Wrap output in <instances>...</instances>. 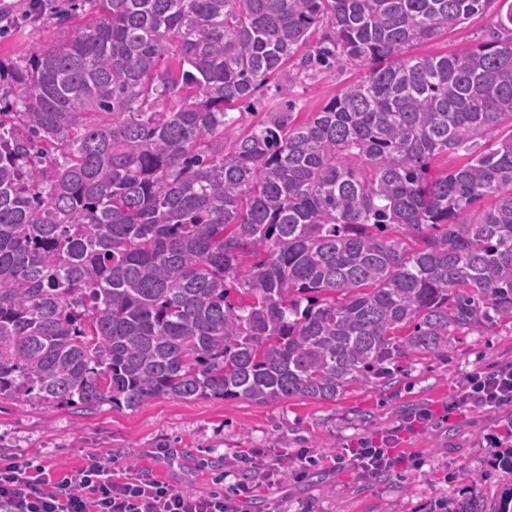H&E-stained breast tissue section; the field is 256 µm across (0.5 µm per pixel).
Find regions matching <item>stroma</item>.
I'll return each instance as SVG.
<instances>
[{
  "label": "stroma",
  "instance_id": "stroma-1",
  "mask_svg": "<svg viewBox=\"0 0 512 512\" xmlns=\"http://www.w3.org/2000/svg\"><path fill=\"white\" fill-rule=\"evenodd\" d=\"M5 2L19 22L0 31V58L25 57L36 44L57 38L49 13L28 22V0ZM496 20L495 8L485 9L413 52L465 51L489 40ZM369 69L344 61L306 71L289 62L257 92L252 109L238 114L232 131L243 133L262 121L277 87L287 88L291 111L303 115L319 111ZM509 361L512 323H501L455 337L448 353L403 363L387 383L351 387L333 402L159 397L133 411L108 404L83 411L4 395L0 458L32 461L61 480L95 455L113 461L120 477L132 472L195 496L224 493L239 512H453L456 501L471 494L486 508L512 484V472L499 464L512 444V405L452 411L448 403L467 375ZM422 407L432 419L402 435L395 453L404 463L387 479H363L349 461L339 460L338 449L381 439ZM303 451L314 457L315 474L285 476L288 459ZM254 457L263 469L250 467ZM242 482L252 492L239 499L235 489Z\"/></svg>",
  "mask_w": 512,
  "mask_h": 512
}]
</instances>
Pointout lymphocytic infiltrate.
Returning <instances> with one entry per match:
<instances>
[{
  "label": "lymphocytic infiltrate",
  "instance_id": "obj_1",
  "mask_svg": "<svg viewBox=\"0 0 512 512\" xmlns=\"http://www.w3.org/2000/svg\"><path fill=\"white\" fill-rule=\"evenodd\" d=\"M511 403L512 362L490 373L470 375L455 400L459 407L494 408ZM398 442V434L393 433L377 445L360 442L349 455L362 473H373L396 464ZM30 469L25 461L0 463V512H238L217 494L197 497L134 475L115 478L110 463L95 456L61 482L47 474L34 478Z\"/></svg>",
  "mask_w": 512,
  "mask_h": 512
}]
</instances>
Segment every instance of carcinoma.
Here are the masks:
<instances>
[{
  "label": "carcinoma",
  "mask_w": 512,
  "mask_h": 512,
  "mask_svg": "<svg viewBox=\"0 0 512 512\" xmlns=\"http://www.w3.org/2000/svg\"><path fill=\"white\" fill-rule=\"evenodd\" d=\"M492 2L51 5L67 35L0 61V395L332 402L512 322V3L411 53ZM320 22L300 67L368 75L224 145ZM499 4L498 1L492 3L488 9L474 14L464 24L449 30L448 34L415 46L412 53L420 56H449L489 40L496 28V9Z\"/></svg>",
  "instance_id": "cac0c4a2"
}]
</instances>
